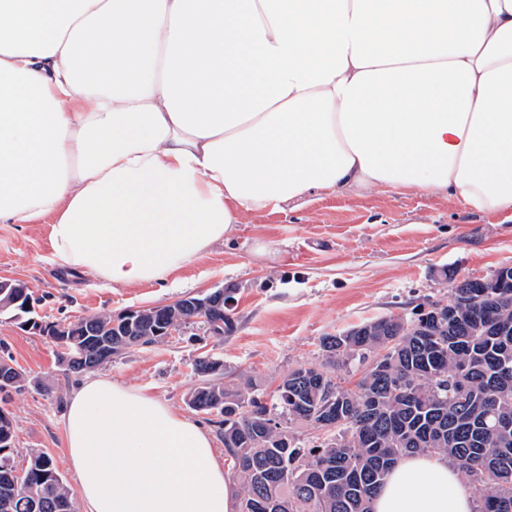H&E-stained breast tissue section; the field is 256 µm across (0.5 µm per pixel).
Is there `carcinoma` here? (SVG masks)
Wrapping results in <instances>:
<instances>
[{
    "label": "carcinoma",
    "mask_w": 512,
    "mask_h": 512,
    "mask_svg": "<svg viewBox=\"0 0 512 512\" xmlns=\"http://www.w3.org/2000/svg\"><path fill=\"white\" fill-rule=\"evenodd\" d=\"M233 294L203 302L198 295L172 304L118 314L79 317L59 328L36 315L33 291L22 280L0 283V320L39 329L57 347L64 370L90 372L103 362L98 336L112 327L111 355L166 341L174 322L203 319L210 336L235 329ZM457 311L453 321L436 315ZM325 363L286 374L270 404L250 376L224 382V363L207 352L194 363L201 383L187 404L215 414L224 435L228 470L242 485L239 512L267 501L277 512H373L372 502L390 471L405 456H440L459 465L476 498L474 512H512V288H484L465 278L452 298L430 304L410 320L379 317L320 341ZM354 387L341 385L373 352ZM23 374L0 358V392L19 390ZM339 422L319 421L329 410ZM319 432L300 446L294 423ZM14 426L0 409V512H75L52 458L32 453L14 465Z\"/></svg>",
    "instance_id": "carcinoma-1"
}]
</instances>
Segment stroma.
I'll return each mask as SVG.
<instances>
[{
	"label": "stroma",
	"instance_id": "1",
	"mask_svg": "<svg viewBox=\"0 0 512 512\" xmlns=\"http://www.w3.org/2000/svg\"><path fill=\"white\" fill-rule=\"evenodd\" d=\"M47 223L0 224V279L27 282L42 321H70L107 310L150 308L217 287L234 289V332L217 340L201 327L157 346L137 347L100 367V374L138 386L199 423L219 461L224 440L208 415L186 403L196 387L195 358L221 359L230 378L248 374L266 396L302 365H320L322 337L385 316L413 318L445 302L456 282L485 278L512 264V209L477 212L439 193L342 189L312 195L299 206L249 212L229 241L172 274L171 285L112 288L51 264ZM268 253H259V245ZM0 353L29 382L0 408L15 431L14 461L49 454L70 492H77L63 419L79 377L65 374L49 337L0 322ZM50 384V392L38 383Z\"/></svg>",
	"mask_w": 512,
	"mask_h": 512
}]
</instances>
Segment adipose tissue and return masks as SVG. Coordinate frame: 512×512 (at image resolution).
I'll list each match as a JSON object with an SVG mask.
<instances>
[{"label":"adipose tissue","mask_w":512,"mask_h":512,"mask_svg":"<svg viewBox=\"0 0 512 512\" xmlns=\"http://www.w3.org/2000/svg\"><path fill=\"white\" fill-rule=\"evenodd\" d=\"M346 187L512 208V0H0V223L51 263L166 284L245 213ZM81 512H235L195 421L103 375L71 393ZM374 512H472L404 458Z\"/></svg>","instance_id":"adipose-tissue-1"}]
</instances>
